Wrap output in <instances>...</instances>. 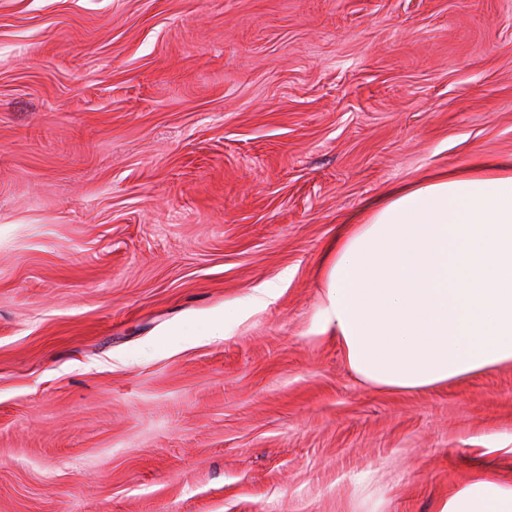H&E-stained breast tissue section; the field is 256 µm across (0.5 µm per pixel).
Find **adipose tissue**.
<instances>
[{"instance_id":"adipose-tissue-1","label":"adipose tissue","mask_w":512,"mask_h":512,"mask_svg":"<svg viewBox=\"0 0 512 512\" xmlns=\"http://www.w3.org/2000/svg\"><path fill=\"white\" fill-rule=\"evenodd\" d=\"M315 331L375 386L414 391L512 363V159L395 183L340 225ZM441 512H512L479 479Z\"/></svg>"}]
</instances>
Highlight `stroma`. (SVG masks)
Listing matches in <instances>:
<instances>
[{"instance_id": "obj_1", "label": "stroma", "mask_w": 512, "mask_h": 512, "mask_svg": "<svg viewBox=\"0 0 512 512\" xmlns=\"http://www.w3.org/2000/svg\"><path fill=\"white\" fill-rule=\"evenodd\" d=\"M479 154L512 156V0H0V512L512 481V364L385 391L313 330L338 224Z\"/></svg>"}]
</instances>
